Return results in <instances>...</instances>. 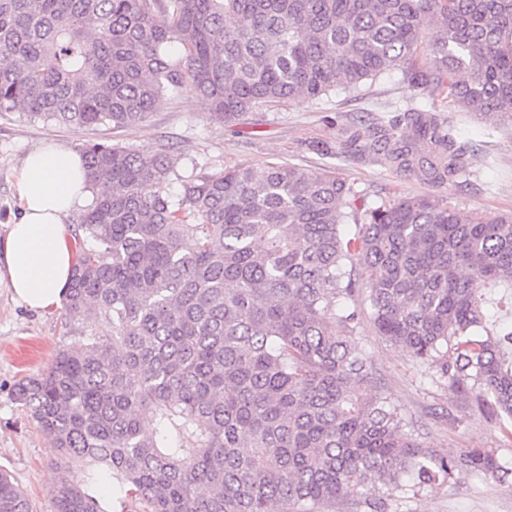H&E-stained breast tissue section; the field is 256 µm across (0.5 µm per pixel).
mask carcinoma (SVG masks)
<instances>
[{"mask_svg":"<svg viewBox=\"0 0 512 512\" xmlns=\"http://www.w3.org/2000/svg\"><path fill=\"white\" fill-rule=\"evenodd\" d=\"M423 47L440 68L413 64ZM393 69L416 98L338 112L336 142L313 149L437 189L466 182L478 153L438 100L512 121V0H0V113L46 124L127 127L186 93L239 126ZM82 153L92 198L65 319L107 328L11 391L60 451L53 512H107L114 496L146 512H323L379 485L365 503L386 512L396 494L498 477L487 448L417 443L352 334L362 297L378 335L512 423V326L484 313L512 316V216L368 204L336 172L285 162L182 177L165 151ZM174 178L178 197L163 190ZM464 270L497 291L476 294ZM106 470L119 485L89 493ZM0 512H32L4 469Z\"/></svg>","mask_w":512,"mask_h":512,"instance_id":"carcinoma-1","label":"carcinoma"}]
</instances>
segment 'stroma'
Listing matches in <instances>:
<instances>
[{
  "label": "stroma",
  "instance_id": "35a3bbf8",
  "mask_svg": "<svg viewBox=\"0 0 512 512\" xmlns=\"http://www.w3.org/2000/svg\"><path fill=\"white\" fill-rule=\"evenodd\" d=\"M414 95L401 70L395 69L366 81L353 94L339 90L313 102L260 108L238 128L211 121L207 103L189 94L163 99L145 122L117 130L59 127L16 112L2 114L0 234L18 215L14 175L18 160L52 141L79 150L95 140L143 155L164 149L184 176L234 167L260 175L271 163L289 162L313 172L335 171L371 200L393 193L434 194L467 212L490 217L512 214V122L490 130L474 114L447 109L449 120L476 149L478 163L468 185L437 191L380 166H362L311 150V142L336 136L326 117L392 111ZM353 339L371 362L378 385L411 421L417 442L442 454L489 448L509 470L500 479L471 474L388 499L387 512H512V424L479 414L473 400L451 390L435 368L420 365L407 350L377 336L370 318H362ZM86 341V329L67 324L63 310H29L0 288V468L27 493L33 512L52 510L49 492L61 475L60 454L16 408L9 393L20 377L47 370L57 350L78 348Z\"/></svg>",
  "mask_w": 512,
  "mask_h": 512
}]
</instances>
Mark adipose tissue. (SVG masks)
I'll return each mask as SVG.
<instances>
[{
    "mask_svg": "<svg viewBox=\"0 0 512 512\" xmlns=\"http://www.w3.org/2000/svg\"><path fill=\"white\" fill-rule=\"evenodd\" d=\"M19 216L0 235V285L37 312L60 308L75 251L69 223L91 196L84 157L51 142L26 154L17 167Z\"/></svg>",
    "mask_w": 512,
    "mask_h": 512,
    "instance_id": "obj_1",
    "label": "adipose tissue"
}]
</instances>
